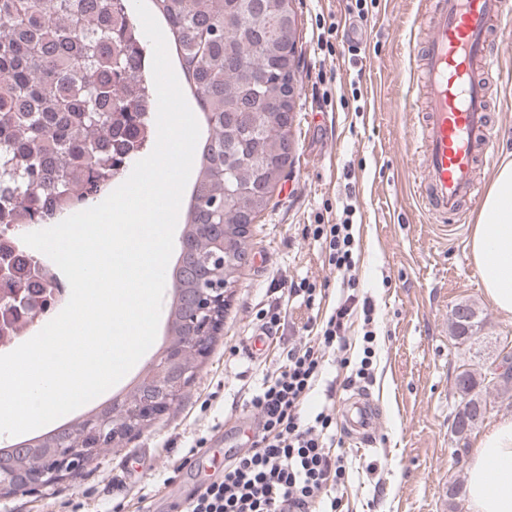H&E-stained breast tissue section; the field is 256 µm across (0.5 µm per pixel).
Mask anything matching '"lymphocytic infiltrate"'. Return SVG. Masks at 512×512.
I'll list each match as a JSON object with an SVG mask.
<instances>
[{
  "label": "lymphocytic infiltrate",
  "mask_w": 512,
  "mask_h": 512,
  "mask_svg": "<svg viewBox=\"0 0 512 512\" xmlns=\"http://www.w3.org/2000/svg\"><path fill=\"white\" fill-rule=\"evenodd\" d=\"M307 233L318 243L328 267L346 273L341 294L330 308L317 311L319 291L307 279L291 281L286 295L256 318L265 333L288 326L295 310L308 316L279 348V362L263 372L247 405L259 420L250 448L234 455L221 479L186 500L182 512H338L333 492L346 476L336 452L335 389L327 387L317 410L308 403L327 367L329 353H339V369L351 378L372 376L375 337L363 335V356L351 363L348 332L356 315L371 317V303L356 293L355 238L347 224H312Z\"/></svg>",
  "instance_id": "1"
}]
</instances>
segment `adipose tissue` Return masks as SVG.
I'll use <instances>...</instances> for the list:
<instances>
[{
    "mask_svg": "<svg viewBox=\"0 0 512 512\" xmlns=\"http://www.w3.org/2000/svg\"><path fill=\"white\" fill-rule=\"evenodd\" d=\"M470 253L484 292L512 316V158L504 157L480 203ZM470 512H512V418L496 420L470 450Z\"/></svg>",
    "mask_w": 512,
    "mask_h": 512,
    "instance_id": "adipose-tissue-1",
    "label": "adipose tissue"
}]
</instances>
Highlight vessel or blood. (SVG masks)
<instances>
[{
  "label": "vessel or blood",
  "mask_w": 512,
  "mask_h": 512,
  "mask_svg": "<svg viewBox=\"0 0 512 512\" xmlns=\"http://www.w3.org/2000/svg\"><path fill=\"white\" fill-rule=\"evenodd\" d=\"M510 18L512 0H425L418 18L433 30L411 60L417 80L408 86L427 98L413 132L422 158L416 194L434 214L455 210L474 193L473 170L493 147L488 92L505 73L489 35L494 23ZM343 415L356 440L369 441L377 416L371 396L358 394Z\"/></svg>",
  "instance_id": "vessel-or-blood-1"
}]
</instances>
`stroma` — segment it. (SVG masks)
I'll return each instance as SVG.
<instances>
[{"mask_svg":"<svg viewBox=\"0 0 512 512\" xmlns=\"http://www.w3.org/2000/svg\"><path fill=\"white\" fill-rule=\"evenodd\" d=\"M295 6L302 46L295 164L250 228L247 262L207 357L169 413L39 492L0 495V512H63L69 499L83 502L82 512H113L120 500L138 498L143 512H166L177 485L219 479L258 426L246 405L250 392L262 370L276 366L271 351H250L255 315L289 280L336 288L306 227L344 219L359 243L360 293L375 305L376 341L371 380L354 382L341 397L369 392L378 417L369 445L343 440L341 512H468L466 496L449 509L442 502L444 488L465 482L468 467L455 451L448 416L458 404L460 365L483 373L512 353V317L486 299L468 247L489 179L512 152V83L491 94L495 147L477 165L475 196L439 219L414 193L419 160L412 133L422 100L405 95L424 0H375L355 51L328 33L333 22L351 27L346 0ZM448 222L460 226L459 237L445 231ZM464 300L483 317L468 351L456 347L448 320ZM199 440L214 450L205 472L170 477L171 460Z\"/></svg>","mask_w":512,"mask_h":512,"instance_id":"obj_1","label":"stroma"}]
</instances>
